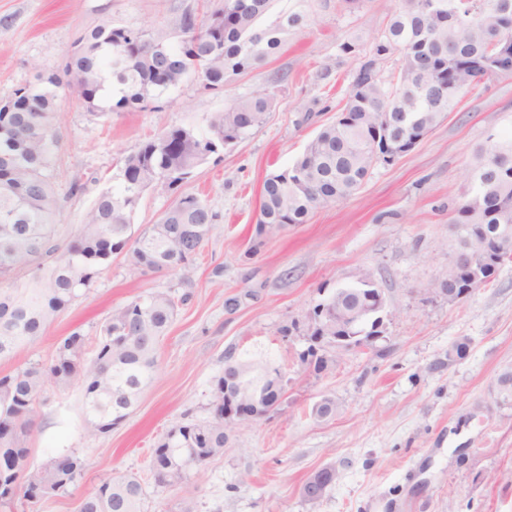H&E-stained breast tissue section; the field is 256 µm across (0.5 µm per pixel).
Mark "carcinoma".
<instances>
[{
  "label": "carcinoma",
  "instance_id": "1",
  "mask_svg": "<svg viewBox=\"0 0 512 512\" xmlns=\"http://www.w3.org/2000/svg\"><path fill=\"white\" fill-rule=\"evenodd\" d=\"M273 0H224L199 18L185 13L173 30L112 25L104 19L75 43L63 74L37 75L16 88L0 111V361H10L37 342L59 312L85 295L112 258L135 268L172 271L191 279L192 263L213 232L216 214L179 190L194 170L232 140L249 137L274 108L268 94L239 97L212 117L209 134L174 127L127 154L65 246L55 237L58 90L68 88L95 115L144 110L193 74L205 87H224L226 75L254 69L275 54L301 26L298 12H284L261 27ZM512 0H398L389 24L370 42L347 39L341 55L359 60L340 116L322 128L291 168L263 183L258 223L275 232L304 224L315 211L351 197L378 164L390 165L391 144L431 131L459 99L477 89L471 64H497ZM400 59L391 76L380 64ZM118 94L106 100L107 79ZM392 104L412 121L375 127L374 114ZM471 194L455 209L458 249L475 254L474 238L496 226L512 229V139L480 148L468 170ZM149 188L177 194L159 221L138 236L133 216ZM167 292L140 296L113 311L101 328L94 360L83 359L85 340L73 332L58 340L52 360L28 363L0 375V506L13 508L66 495L85 464L58 454L29 466L22 442L34 428L36 404L49 385L82 383L87 431L105 434L122 422L156 371L157 345L174 320ZM277 369L227 358L215 379L212 420L172 428L151 452L157 483L177 486L224 452V395H251L270 404ZM503 401H512V370L497 378ZM145 491L133 476L110 474L83 498L81 512H144Z\"/></svg>",
  "mask_w": 512,
  "mask_h": 512
}]
</instances>
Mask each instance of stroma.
<instances>
[{"label": "stroma", "instance_id": "stroma-1", "mask_svg": "<svg viewBox=\"0 0 512 512\" xmlns=\"http://www.w3.org/2000/svg\"><path fill=\"white\" fill-rule=\"evenodd\" d=\"M221 2L0 0V102L36 73L62 72L75 42L101 19L169 27L183 13L201 16ZM395 4L274 0L262 26L285 11L304 16L276 54L217 90L188 77L154 109L100 117L60 90L53 222L62 243L141 141L174 126L206 131L211 116L242 96L266 93L275 106L250 137L211 155L183 187L218 215L190 282L114 258L35 345L0 362L2 374L50 362L58 339L74 331L92 361L115 309L155 290L177 303L152 381L110 432H86L79 384L47 387L27 441L29 463L39 467L68 450L85 471L69 495L46 498L35 512H77L81 498L115 471L139 478L147 512H179L185 499L196 512H512V403L496 390L499 373L512 368V263L465 299L433 294L457 247L453 211L469 191L474 154L489 139L512 135V77L483 80L413 150L375 167L349 199L307 223L257 232L265 178L290 167L346 101L357 63L339 54V43L370 41ZM277 71L287 80L272 83ZM364 269L390 311L382 339L346 349L312 345L310 315L322 292ZM462 340L468 348L459 357L454 346ZM230 356L280 369V405L229 426L223 453L183 484L158 485L150 471L154 445L173 426L210 420L213 384ZM319 358L327 364L321 371ZM325 396L336 412L321 419L312 407ZM326 466L337 474L330 493L318 503L304 500L303 483Z\"/></svg>", "mask_w": 512, "mask_h": 512}]
</instances>
